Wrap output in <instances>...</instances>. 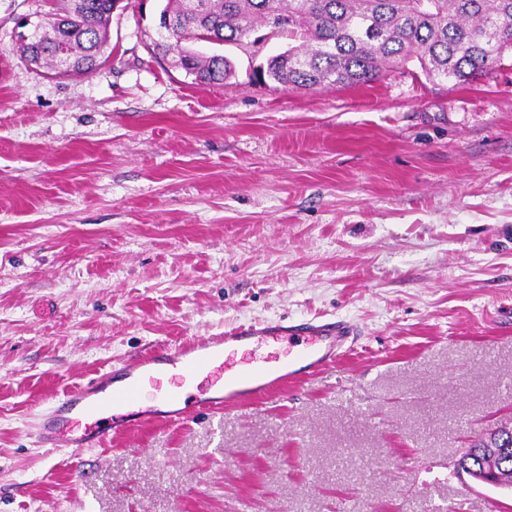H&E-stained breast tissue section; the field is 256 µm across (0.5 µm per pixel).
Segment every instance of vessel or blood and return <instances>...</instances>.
<instances>
[{
  "instance_id": "1",
  "label": "vessel or blood",
  "mask_w": 512,
  "mask_h": 512,
  "mask_svg": "<svg viewBox=\"0 0 512 512\" xmlns=\"http://www.w3.org/2000/svg\"><path fill=\"white\" fill-rule=\"evenodd\" d=\"M301 337L295 358L227 367L238 352ZM351 336L341 321L287 325H250L224 334L191 339L175 349L159 348L133 357L118 371H106L59 398L43 414L38 437L47 448L100 447L119 434L150 422L173 424L183 413L182 390L204 378L212 395L205 410L215 411L243 399H262L333 363Z\"/></svg>"
}]
</instances>
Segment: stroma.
Returning a JSON list of instances; mask_svg holds the SVG:
<instances>
[{"mask_svg":"<svg viewBox=\"0 0 512 512\" xmlns=\"http://www.w3.org/2000/svg\"><path fill=\"white\" fill-rule=\"evenodd\" d=\"M120 0L101 73L16 47L54 0H0V512H512L458 473L512 427V56L473 84L418 63L284 89L229 57L192 84ZM343 320V360L268 400L100 448H45L51 403L195 336Z\"/></svg>","mask_w":512,"mask_h":512,"instance_id":"1","label":"stroma"}]
</instances>
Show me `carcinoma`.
<instances>
[{
    "mask_svg": "<svg viewBox=\"0 0 512 512\" xmlns=\"http://www.w3.org/2000/svg\"><path fill=\"white\" fill-rule=\"evenodd\" d=\"M117 0H55L53 12L36 22L34 39H18L27 64L67 74L92 75L105 65L109 26ZM175 22L171 39L153 52L175 53L176 65L194 84H222L234 72L222 54L203 57L185 43L207 34L242 50L261 42L258 26L278 28L298 46L269 58L255 78L284 89L352 87L394 65L416 61L432 82L471 84L501 65L512 51V0H167L160 12ZM492 462L512 484V429L478 439L463 463Z\"/></svg>",
    "mask_w": 512,
    "mask_h": 512,
    "instance_id": "carcinoma-1",
    "label": "carcinoma"
}]
</instances>
